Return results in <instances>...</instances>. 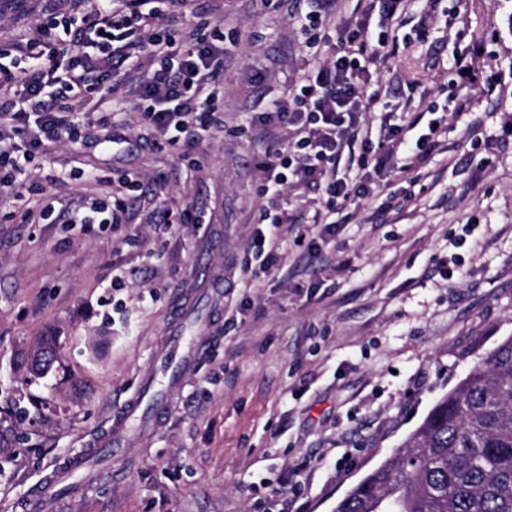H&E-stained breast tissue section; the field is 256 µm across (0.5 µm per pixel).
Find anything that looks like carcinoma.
<instances>
[{"label":"carcinoma","mask_w":512,"mask_h":512,"mask_svg":"<svg viewBox=\"0 0 512 512\" xmlns=\"http://www.w3.org/2000/svg\"><path fill=\"white\" fill-rule=\"evenodd\" d=\"M58 359L46 337L31 371ZM335 512H512V336L438 400L404 449L355 484Z\"/></svg>","instance_id":"carcinoma-1"}]
</instances>
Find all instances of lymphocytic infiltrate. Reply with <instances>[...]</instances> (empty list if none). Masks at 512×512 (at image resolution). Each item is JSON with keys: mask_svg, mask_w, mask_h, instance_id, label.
I'll return each instance as SVG.
<instances>
[{"mask_svg": "<svg viewBox=\"0 0 512 512\" xmlns=\"http://www.w3.org/2000/svg\"><path fill=\"white\" fill-rule=\"evenodd\" d=\"M72 2V8L55 14L40 31L48 43L65 41L68 61L37 50L31 42L16 46L9 62H0V200L21 197L24 162L45 153L48 145L87 141L110 126L99 106L112 93V72L124 64L140 68V56H147L150 66L140 69L135 109L154 145L188 155L209 130L224 125V54L217 49L224 32L216 27L204 37L193 30L176 33L170 19L186 9L188 0H123L120 10L113 0ZM369 2L380 7L377 25L351 19L332 36L322 29L330 24L334 0H308L306 12L291 16L304 35V52L318 63L288 84L279 103L255 115L257 123L275 121L295 131L287 142L272 141L257 166L256 193L263 204L251 248L260 270L280 265L279 236L292 221L289 188L317 187L323 210L332 215L371 197L376 178L396 150L410 147L421 161L439 145L437 126H429L410 146L404 127L391 124L378 139H363L355 175L336 169L369 108L363 95L371 81L365 63L393 53L389 33L404 10V0ZM328 45L334 55L325 62L321 54ZM127 207L125 196L107 191L62 220L120 224Z\"/></svg>", "mask_w": 512, "mask_h": 512, "instance_id": "f902f5d3", "label": "lymphocytic infiltrate"}]
</instances>
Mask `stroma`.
Listing matches in <instances>:
<instances>
[{
	"label": "stroma",
	"mask_w": 512,
	"mask_h": 512,
	"mask_svg": "<svg viewBox=\"0 0 512 512\" xmlns=\"http://www.w3.org/2000/svg\"><path fill=\"white\" fill-rule=\"evenodd\" d=\"M62 2L0 0V50L36 37ZM219 21L225 40L255 39L225 56L224 126L192 156L154 145L124 79L117 143L52 145L26 163L24 199L0 206V512H26L47 484L40 512H333L512 336V0H413L396 58L370 65L384 92L363 119L419 133L440 120L439 150L411 170L397 155L318 247L289 228L279 268L249 288L255 164L269 140L248 119L310 60L277 0H192L175 24ZM471 43L492 95L453 81ZM451 96L465 109L418 108ZM76 167L164 183L102 232L22 223L18 211L95 196L84 182H53ZM166 206L200 221L159 224ZM205 268L224 277L221 307L199 291ZM190 292L186 327L207 341L205 358L165 395L158 427L113 428ZM45 336L59 360L35 378L27 358ZM105 437L126 441L124 455L99 449L93 481L61 478Z\"/></svg>",
	"instance_id": "stroma-1"
}]
</instances>
